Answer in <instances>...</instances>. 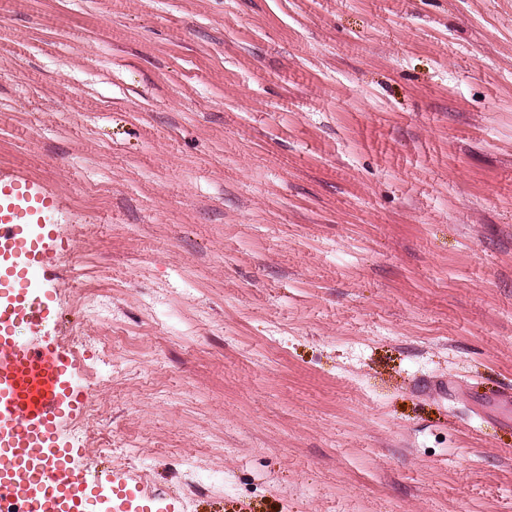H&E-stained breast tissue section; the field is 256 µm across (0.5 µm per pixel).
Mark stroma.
Segmentation results:
<instances>
[{
	"instance_id": "stroma-1",
	"label": "stroma",
	"mask_w": 512,
	"mask_h": 512,
	"mask_svg": "<svg viewBox=\"0 0 512 512\" xmlns=\"http://www.w3.org/2000/svg\"><path fill=\"white\" fill-rule=\"evenodd\" d=\"M0 171L152 512H512V0H0ZM218 483H223V479L220 475L206 470L201 466H196L187 484L185 498L190 502L197 494L206 491Z\"/></svg>"
}]
</instances>
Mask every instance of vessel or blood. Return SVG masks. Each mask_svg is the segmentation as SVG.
I'll use <instances>...</instances> for the list:
<instances>
[{
	"mask_svg": "<svg viewBox=\"0 0 512 512\" xmlns=\"http://www.w3.org/2000/svg\"><path fill=\"white\" fill-rule=\"evenodd\" d=\"M13 210L0 219V253H9L7 288L0 294V498L31 505L33 512H96L99 500L134 499L118 471H83L76 459L86 449L65 446L63 425L82 405L76 387V359L46 328L53 319L47 295L30 283L42 264L44 242L27 217L48 200L45 187L28 179H9ZM35 332L17 341L18 325Z\"/></svg>",
	"mask_w": 512,
	"mask_h": 512,
	"instance_id": "obj_1",
	"label": "vessel or blood"
}]
</instances>
